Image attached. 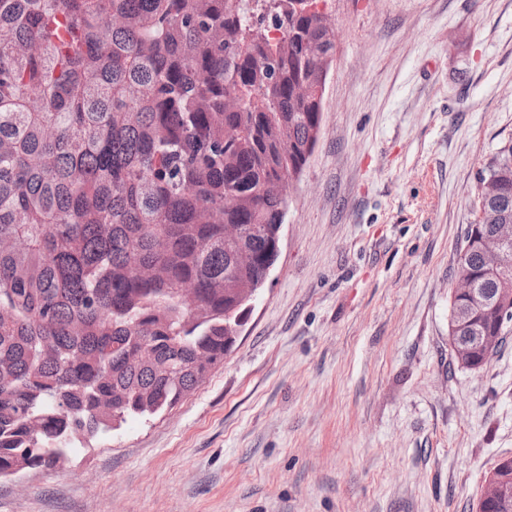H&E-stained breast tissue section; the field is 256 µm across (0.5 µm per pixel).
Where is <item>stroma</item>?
<instances>
[{
    "instance_id": "35a3bbf8",
    "label": "stroma",
    "mask_w": 512,
    "mask_h": 512,
    "mask_svg": "<svg viewBox=\"0 0 512 512\" xmlns=\"http://www.w3.org/2000/svg\"><path fill=\"white\" fill-rule=\"evenodd\" d=\"M317 146L222 364L171 409L0 478V512H472L512 457V322L448 310L472 189L512 138V0H322Z\"/></svg>"
}]
</instances>
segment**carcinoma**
Segmentation results:
<instances>
[{
  "label": "carcinoma",
  "mask_w": 512,
  "mask_h": 512,
  "mask_svg": "<svg viewBox=\"0 0 512 512\" xmlns=\"http://www.w3.org/2000/svg\"><path fill=\"white\" fill-rule=\"evenodd\" d=\"M0 0V474L54 467L77 436L180 402L224 362V225L265 277V224L321 124L332 49L319 0ZM502 195L465 231L463 268L512 222V139L478 180ZM198 285L197 308L180 289ZM499 310L457 336H502Z\"/></svg>",
  "instance_id": "1"
}]
</instances>
